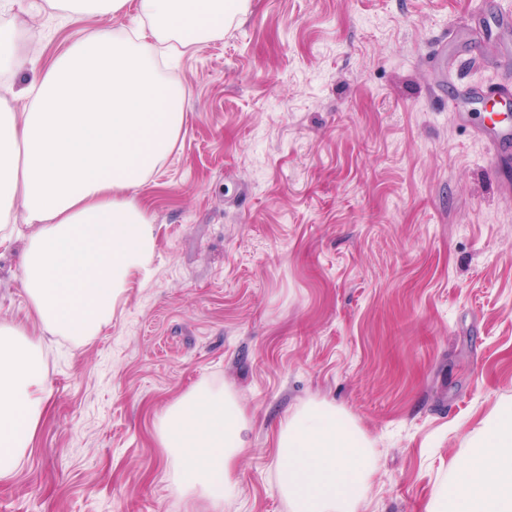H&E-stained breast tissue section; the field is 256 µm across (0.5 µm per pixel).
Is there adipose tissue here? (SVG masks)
<instances>
[{"instance_id": "obj_1", "label": "adipose tissue", "mask_w": 512, "mask_h": 512, "mask_svg": "<svg viewBox=\"0 0 512 512\" xmlns=\"http://www.w3.org/2000/svg\"><path fill=\"white\" fill-rule=\"evenodd\" d=\"M0 0V247L21 242V284L40 335L0 321V479L32 448L44 418V339L82 342L112 322L133 276L147 274L153 220L140 193L171 154L186 97L167 82L157 46L222 37L251 0H30L63 24L135 14L133 34L96 31L50 62L28 47ZM31 81L15 88L18 77ZM235 399L207 385L172 404L157 434L188 498L223 512L248 446ZM468 452L434 493L428 512H512V403L465 436ZM365 433L341 410L310 403L277 434V487L290 512H364L372 461Z\"/></svg>"}]
</instances>
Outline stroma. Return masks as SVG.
Wrapping results in <instances>:
<instances>
[{
    "instance_id": "stroma-1",
    "label": "stroma",
    "mask_w": 512,
    "mask_h": 512,
    "mask_svg": "<svg viewBox=\"0 0 512 512\" xmlns=\"http://www.w3.org/2000/svg\"><path fill=\"white\" fill-rule=\"evenodd\" d=\"M505 0H251L169 79L189 112L142 190L149 277L111 326L58 339L33 448L0 512H207L181 496L156 433L199 384L224 389L249 446L224 512H289L275 434L306 404L373 445L365 512H426L465 435L512 400V196L463 89L512 87ZM101 16L41 41L50 60ZM0 319L40 328L15 249Z\"/></svg>"
}]
</instances>
